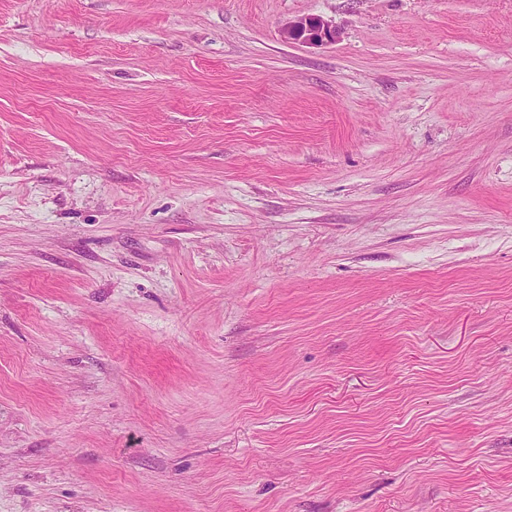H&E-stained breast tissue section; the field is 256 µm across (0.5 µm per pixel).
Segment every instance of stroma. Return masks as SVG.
<instances>
[{
  "label": "stroma",
  "mask_w": 512,
  "mask_h": 512,
  "mask_svg": "<svg viewBox=\"0 0 512 512\" xmlns=\"http://www.w3.org/2000/svg\"><path fill=\"white\" fill-rule=\"evenodd\" d=\"M0 512H512V0H0ZM281 37L287 43L317 47L335 43L340 32L330 21L308 16L288 21L281 29Z\"/></svg>",
  "instance_id": "1"
}]
</instances>
